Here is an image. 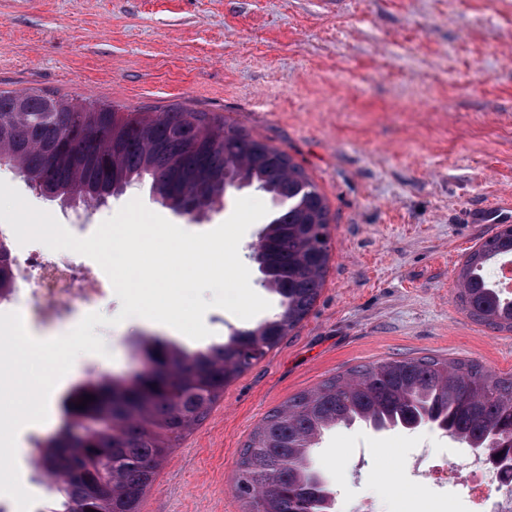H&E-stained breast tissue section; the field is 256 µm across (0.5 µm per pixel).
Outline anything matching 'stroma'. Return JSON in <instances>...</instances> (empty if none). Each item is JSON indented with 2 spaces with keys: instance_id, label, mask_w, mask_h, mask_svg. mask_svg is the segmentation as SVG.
<instances>
[{
  "instance_id": "35a3bbf8",
  "label": "stroma",
  "mask_w": 512,
  "mask_h": 512,
  "mask_svg": "<svg viewBox=\"0 0 512 512\" xmlns=\"http://www.w3.org/2000/svg\"><path fill=\"white\" fill-rule=\"evenodd\" d=\"M87 98L121 111L181 105L212 112L289 155L329 210L330 261L302 322L233 380L209 416L164 461L141 512H245L234 484L240 452L288 398L371 363L437 356L512 374V332L470 319L457 275L496 234L476 222L512 198V0H0V92ZM0 180L71 226L70 205L35 191L16 170ZM192 233L233 212L236 198L194 219L158 203L148 185L85 206L90 236L133 198ZM205 340L224 342L245 320L213 308ZM105 355L87 353L57 383L58 402L93 373L119 375L133 344L163 327L95 326ZM420 448L458 463L460 442L429 426L374 432L337 426L313 462L355 512H471L467 491L414 477Z\"/></svg>"
}]
</instances>
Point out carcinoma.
Masks as SVG:
<instances>
[{"mask_svg":"<svg viewBox=\"0 0 512 512\" xmlns=\"http://www.w3.org/2000/svg\"><path fill=\"white\" fill-rule=\"evenodd\" d=\"M16 167L41 194L103 203L147 182L174 213L196 215L233 191L253 187L288 201L260 233L252 259L279 312L226 342L190 351L151 339L133 349L173 370L154 381L136 373L89 379L61 402L62 421L44 439L53 499L42 512H140L145 491L175 443L201 423L239 374L278 345L319 297L328 267V207L285 152L212 112L173 106L122 112L106 104L39 92L0 94V164ZM512 257V224L471 250L457 276V300L475 322L512 332V298L485 279L495 259ZM84 396L93 400L79 409ZM422 413L467 445L497 435L496 468L512 479V375L473 361L437 357L384 360L335 376L268 413L244 445L235 491L249 512H328L327 483L313 466L321 436L347 423L375 430L410 425Z\"/></svg>","mask_w":512,"mask_h":512,"instance_id":"carcinoma-1","label":"carcinoma"}]
</instances>
